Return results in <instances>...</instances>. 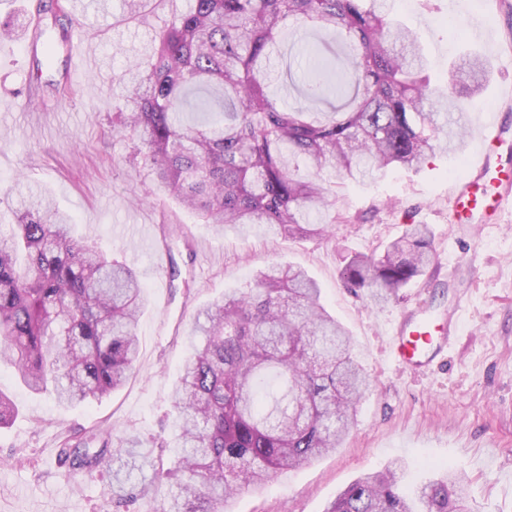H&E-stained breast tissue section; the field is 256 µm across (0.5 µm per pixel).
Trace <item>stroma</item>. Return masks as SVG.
I'll use <instances>...</instances> for the list:
<instances>
[{
    "label": "stroma",
    "instance_id": "1",
    "mask_svg": "<svg viewBox=\"0 0 512 512\" xmlns=\"http://www.w3.org/2000/svg\"><path fill=\"white\" fill-rule=\"evenodd\" d=\"M47 2L0 0V23L16 31L0 39V223L14 221V185L46 189L75 218L79 236L136 271L148 306L137 325L132 376L101 399L61 405L0 366V390L19 407L0 429V512H155L169 483L152 499L117 504L114 469L73 467L59 456L62 442L75 447L90 438L112 449L118 439L137 438L170 465L178 453L172 391L198 311L254 287L259 270L288 263L317 281L371 387L341 448L240 495L234 512H325L354 480L396 459L409 483L452 464L467 477L469 512H512V206L493 224H455L450 215L484 121L512 113V0H390L417 31L431 78L446 76L465 52L489 62L483 91L467 103L465 147L362 182L325 170L337 221L327 236L310 239H288L265 224L220 230L175 201L155 200L145 171L132 162L133 142L113 135L121 72L148 59L157 32L187 0H162L131 23L121 19L122 0L85 9L81 47L97 56L95 69L74 64L52 13L34 15ZM37 24L43 34L32 52ZM324 42L345 49L334 31L291 27L283 35L271 63L283 105L325 111L302 95L300 82L304 45ZM145 224L167 248V268H158L140 237ZM413 224L428 227L434 258L398 299L376 304L343 287L340 270L350 255L381 251ZM422 304L441 318L458 315L459 330L440 356L412 370L391 358L389 338L393 323Z\"/></svg>",
    "mask_w": 512,
    "mask_h": 512
}]
</instances>
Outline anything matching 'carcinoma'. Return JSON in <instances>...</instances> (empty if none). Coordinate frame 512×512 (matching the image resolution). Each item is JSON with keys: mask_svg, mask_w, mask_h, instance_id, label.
I'll use <instances>...</instances> for the list:
<instances>
[{"mask_svg": "<svg viewBox=\"0 0 512 512\" xmlns=\"http://www.w3.org/2000/svg\"><path fill=\"white\" fill-rule=\"evenodd\" d=\"M300 23L345 33L344 56L311 55L302 83L336 99L311 116L270 91L277 39ZM484 64L466 55L443 89L432 83L418 38L384 0H191L159 31L149 60L131 64L112 110L117 133L137 142L152 195L178 199L204 224L275 225L286 237L328 232L332 167L363 178L390 166L421 167L464 145L466 97L480 93ZM304 161L310 177L297 175ZM16 222L0 229V363L34 393L53 384L60 404L99 398L135 370L136 327L147 302L135 271L74 234V219L47 192H19ZM417 224L382 255L350 257L343 287L385 303L432 260ZM188 336L174 389L179 453L171 468L149 453L59 455L93 469L106 454L154 479L175 478L156 512H231L232 500L340 447L369 381L347 331L305 270L275 265L257 287L208 306ZM18 413L0 392V427ZM325 512H468L463 479L444 466L404 485L399 467L369 473Z\"/></svg>", "mask_w": 512, "mask_h": 512, "instance_id": "obj_1", "label": "carcinoma"}]
</instances>
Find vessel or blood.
I'll use <instances>...</instances> for the list:
<instances>
[{
	"instance_id": "b4317fda",
	"label": "vessel or blood",
	"mask_w": 512,
	"mask_h": 512,
	"mask_svg": "<svg viewBox=\"0 0 512 512\" xmlns=\"http://www.w3.org/2000/svg\"><path fill=\"white\" fill-rule=\"evenodd\" d=\"M511 146L512 131L501 119L485 125L471 173L454 199L453 223H490L504 203L512 200V167L501 161L503 150ZM457 328L456 319L440 323L425 311L405 317L397 326L392 354L404 365H422L439 353L445 337L455 335Z\"/></svg>"
}]
</instances>
